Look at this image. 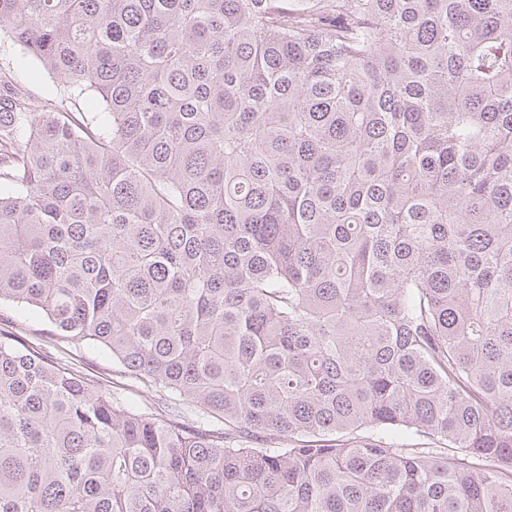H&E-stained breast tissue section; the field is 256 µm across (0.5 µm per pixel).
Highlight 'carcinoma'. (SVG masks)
Masks as SVG:
<instances>
[{
    "mask_svg": "<svg viewBox=\"0 0 512 512\" xmlns=\"http://www.w3.org/2000/svg\"><path fill=\"white\" fill-rule=\"evenodd\" d=\"M0 36L55 84L0 68V302L171 406L0 335V512H512V0H0Z\"/></svg>",
    "mask_w": 512,
    "mask_h": 512,
    "instance_id": "1",
    "label": "carcinoma"
}]
</instances>
